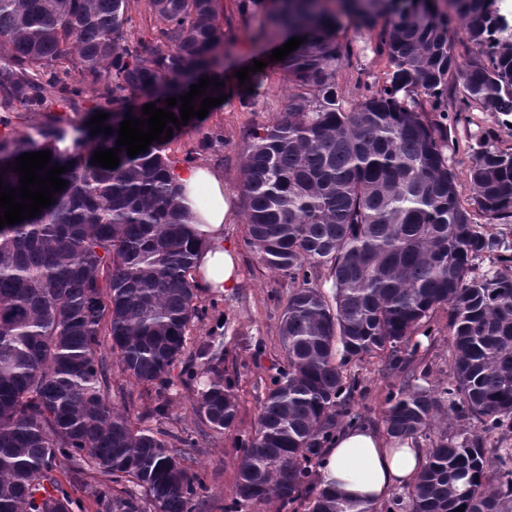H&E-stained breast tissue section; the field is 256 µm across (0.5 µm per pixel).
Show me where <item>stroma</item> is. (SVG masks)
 Listing matches in <instances>:
<instances>
[{
	"instance_id": "obj_1",
	"label": "stroma",
	"mask_w": 512,
	"mask_h": 512,
	"mask_svg": "<svg viewBox=\"0 0 512 512\" xmlns=\"http://www.w3.org/2000/svg\"><path fill=\"white\" fill-rule=\"evenodd\" d=\"M237 0H222L223 9L217 24L223 35L218 52L225 81V100L212 107L202 120L181 128L164 146L163 154L171 165L203 164L219 169L224 175V189L237 193L241 181L243 147L250 131L268 123L282 112L288 96V85L278 74L275 63L269 62L272 51L280 47V35L262 36L267 25L264 12L242 17L236 10ZM340 40L353 43L352 64L342 70L339 83L353 91L356 81L374 82L386 68V59L375 51L376 35L359 31L356 21L341 15ZM255 57L267 59V81L259 96L248 97L240 86L235 70L244 68ZM462 86L448 93V119L451 145L448 158L452 162L461 199H468L471 184L468 178L471 148L481 136L488 135L501 150L512 153V114L484 112L478 108L461 111ZM226 236L235 242L243 271V282L232 295L199 294L196 304L199 315L190 323L185 335V350L171 372L167 390L172 399L168 416L152 415L156 386L139 384L121 374L115 355H108L110 392L115 408L134 407L145 413L144 427L165 434H203L194 454L192 467L204 477L208 491L197 500L195 512H230L235 496L236 462L244 439L255 431L257 416L264 396L280 368L286 363L279 336V326L294 282L285 273L272 270L262 262L254 248L246 243L245 223L230 224ZM431 336L419 337L413 359L416 372L426 383L447 379L450 373L451 343L446 308H436L431 317ZM215 343L220 354L224 377L232 384L238 402L235 423L221 431H204L196 412L198 392L204 380L199 371L202 361L199 348ZM357 387L351 402L353 412L362 422L381 426L385 395L390 386L399 385V377L386 371L379 359L364 361L355 370ZM95 473L85 469L75 474L61 469L57 477L74 502L72 512H108L98 504L91 486Z\"/></svg>"
}]
</instances>
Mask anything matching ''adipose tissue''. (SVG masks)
Here are the masks:
<instances>
[{
    "mask_svg": "<svg viewBox=\"0 0 512 512\" xmlns=\"http://www.w3.org/2000/svg\"><path fill=\"white\" fill-rule=\"evenodd\" d=\"M180 199L190 215V230L200 242L195 286L205 293L233 294L241 283L236 245L224 227L237 223L235 196L224 190V176L205 165L174 170ZM426 462V450L416 438H386L367 424L337 432L322 461V487L340 501L377 508L398 488L413 486Z\"/></svg>",
    "mask_w": 512,
    "mask_h": 512,
    "instance_id": "adipose-tissue-1",
    "label": "adipose tissue"
}]
</instances>
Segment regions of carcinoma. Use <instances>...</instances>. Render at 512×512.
<instances>
[{
	"label": "carcinoma",
	"instance_id": "obj_1",
	"mask_svg": "<svg viewBox=\"0 0 512 512\" xmlns=\"http://www.w3.org/2000/svg\"><path fill=\"white\" fill-rule=\"evenodd\" d=\"M133 0H0V110L43 112L35 135L0 117L3 186L19 185L8 163L50 151L67 167L55 203L0 229V512H71L53 472L87 465L101 475L110 512H194L206 490L188 465L199 440L167 443L140 416L112 407L103 339L121 373L166 387L198 314L191 281L196 242L160 143L114 169L91 163L117 145L119 124L163 108L210 76L222 34L218 0H148L163 27L162 51L132 33ZM445 0H344L358 26L379 29L388 72L365 94L337 77L351 65L326 0H240L269 5L277 34L304 42L278 62L288 82L285 111L253 128L239 186L247 243L298 287L279 335L286 367L268 388L255 437L241 449L236 512L286 506L309 488L311 464L347 407L350 368L380 358L405 373L385 398L393 438L428 439L426 463L407 491L408 512H512V453L486 445L512 430V253L474 216L512 222V153L484 136L472 148L471 196L463 201L445 154L448 136L430 113L448 111L451 80L484 112L512 113V40L499 36L495 0H450L469 50L448 38ZM96 93L113 133L75 135L52 114ZM487 257L489 269L475 273ZM326 268L327 301L313 278ZM448 307L452 376L423 387L410 370L413 334ZM208 382L196 411L215 431L238 405L207 345ZM477 420L464 437L453 420ZM131 482L138 497L113 484ZM311 512H368L322 489Z\"/></svg>",
	"mask_w": 512,
	"mask_h": 512
}]
</instances>
